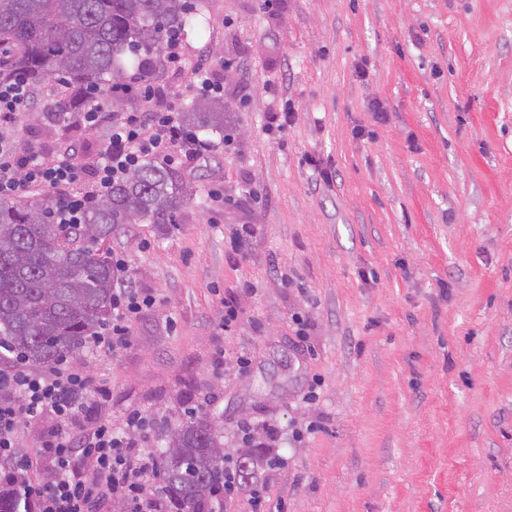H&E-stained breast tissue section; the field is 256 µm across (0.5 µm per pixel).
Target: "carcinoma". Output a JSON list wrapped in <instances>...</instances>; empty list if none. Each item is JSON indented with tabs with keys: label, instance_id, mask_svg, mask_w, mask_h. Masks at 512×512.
<instances>
[{
	"label": "carcinoma",
	"instance_id": "carcinoma-1",
	"mask_svg": "<svg viewBox=\"0 0 512 512\" xmlns=\"http://www.w3.org/2000/svg\"><path fill=\"white\" fill-rule=\"evenodd\" d=\"M191 0H0V80L25 79L39 90L63 85L59 116L79 110L121 78L120 62L160 50L167 37L193 26ZM184 124L224 130V103L190 106ZM193 194L180 172L143 160L82 218L77 245L55 223L56 203L0 197V343L31 363H52L78 351L112 309L115 273L97 247L123 224H175ZM224 436L205 413L188 415L166 435L157 473L168 512H213L224 481ZM271 463L260 444L237 452L234 472L247 485Z\"/></svg>",
	"mask_w": 512,
	"mask_h": 512
}]
</instances>
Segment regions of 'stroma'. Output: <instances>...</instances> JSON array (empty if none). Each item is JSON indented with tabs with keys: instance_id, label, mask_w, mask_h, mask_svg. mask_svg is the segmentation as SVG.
Returning a JSON list of instances; mask_svg holds the SVG:
<instances>
[{
	"instance_id": "obj_1",
	"label": "stroma",
	"mask_w": 512,
	"mask_h": 512,
	"mask_svg": "<svg viewBox=\"0 0 512 512\" xmlns=\"http://www.w3.org/2000/svg\"><path fill=\"white\" fill-rule=\"evenodd\" d=\"M194 6L163 84L204 98L205 61L224 131L177 223L102 242L156 304L126 350L73 362L112 418L204 412L230 454L251 422L281 463L224 512H512V0ZM57 95L16 140L94 152L104 129L45 120Z\"/></svg>"
}]
</instances>
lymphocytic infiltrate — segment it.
Returning <instances> with one entry per match:
<instances>
[{"label":"lymphocytic infiltrate","instance_id":"f902f5d3","mask_svg":"<svg viewBox=\"0 0 512 512\" xmlns=\"http://www.w3.org/2000/svg\"><path fill=\"white\" fill-rule=\"evenodd\" d=\"M153 74V68H145L138 78L109 91L114 99L137 98L140 106L135 111L112 113L90 98L78 122L91 130L105 124L109 132L87 156L62 143L42 150L20 146L13 128L29 111L35 92L20 79L0 82V196H15L31 187L50 194L67 189L57 207V221L73 228L141 159L174 167L210 154L212 144L183 124L180 103L173 99L160 104ZM154 303L148 293L114 289L112 321L93 336L92 346L126 349L132 323ZM93 393L102 396L106 390L70 359L34 370L19 355L0 351V458L13 461L0 479L16 485L35 512H98L115 500L136 503L143 512H165L154 456L132 440L134 434L150 431L148 418L133 411L118 425L100 418L84 426ZM29 428L39 429L40 446L22 454L17 441Z\"/></svg>","mask_w":512,"mask_h":512}]
</instances>
